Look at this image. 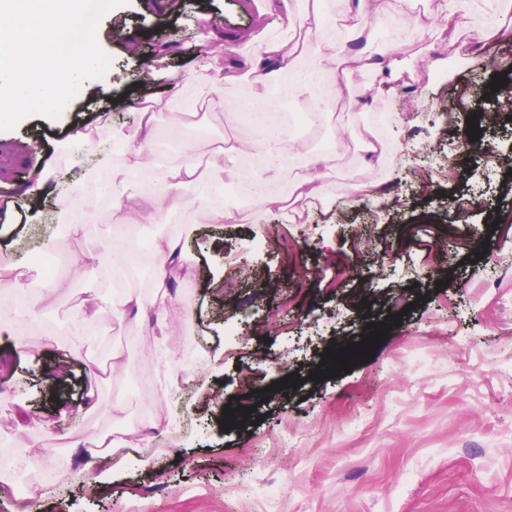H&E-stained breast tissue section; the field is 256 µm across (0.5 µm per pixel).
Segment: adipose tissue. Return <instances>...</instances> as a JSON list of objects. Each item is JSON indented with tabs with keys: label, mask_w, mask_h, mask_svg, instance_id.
Wrapping results in <instances>:
<instances>
[{
	"label": "adipose tissue",
	"mask_w": 512,
	"mask_h": 512,
	"mask_svg": "<svg viewBox=\"0 0 512 512\" xmlns=\"http://www.w3.org/2000/svg\"><path fill=\"white\" fill-rule=\"evenodd\" d=\"M347 15L351 20L350 29L355 37H364L371 22L384 21L390 30L392 44H400L406 34L414 28L421 27L422 22L413 14V0H396L393 13L380 15L376 9V0H345ZM325 0H312L310 8L302 12L292 9L281 11L266 10L267 23L262 32L254 38L258 48L252 53L249 67L245 71L230 74V81L245 84L247 96L237 102L219 98L212 100L216 109L237 107L252 115V124L259 136L251 145L233 142L223 149L225 166L221 171L228 180H237L240 170L232 160L244 150L253 151L259 158V164L250 177L254 187L252 198L255 204L266 213L274 214L290 210L305 214L317 200L326 193V183L321 174L323 168L334 163L338 154L343 153L346 143L337 139L334 152L317 158L312 173L300 176L294 182L288 195H281L273 190L288 166V158L295 146L284 135L271 131L263 119L270 104L272 90L286 98L292 99L301 111L315 121L321 120L330 105L337 99L349 96L350 86L346 71L334 70L336 61V38L326 33L322 15ZM472 15L482 13L496 22L499 34L512 36V12L504 10L502 0H456L453 11L445 17L450 25H457L460 14ZM301 24L308 39L313 40V58L311 63L292 74H285L282 63L295 51L287 33L294 24ZM357 68L377 71L379 82L365 85L360 92L362 107L369 108L380 103L388 85L398 83L403 77V63L399 58H392L388 64H381L372 57L358 53L354 56ZM335 74L334 82H326L328 74ZM158 135L155 124V112L152 107L140 106L136 109V127L133 143L127 144L123 153L124 163L120 169L124 177H131L140 172L143 159ZM208 173L202 169L194 158V147L185 144L182 156L175 161H161L156 165L154 190L151 197L130 196L112 202V222L120 227L129 223L132 215L140 214L146 219H154L163 211L166 202L176 201L180 204L181 217L185 223L195 221V209L192 203L182 201L181 192L186 186L206 181ZM183 260L181 242L176 238H167L158 242L150 259L154 270L155 290L151 296L128 289L117 294L103 295L92 292L84 298L75 310L77 322L74 331L77 345H85L87 339L84 331L102 311H109L118 319L130 316L148 317L155 309L171 308L176 297L170 291L167 280L171 269Z\"/></svg>",
	"instance_id": "obj_1"
}]
</instances>
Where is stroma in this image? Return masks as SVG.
<instances>
[{"label": "stroma", "mask_w": 512, "mask_h": 512, "mask_svg": "<svg viewBox=\"0 0 512 512\" xmlns=\"http://www.w3.org/2000/svg\"><path fill=\"white\" fill-rule=\"evenodd\" d=\"M167 2L158 10L130 0L120 36L102 18L105 75L85 81L59 118L31 116L0 131V265L22 273L43 299L33 320L0 323V452L48 458L57 492L43 512H512V223L496 226L490 216L512 209V124L489 127L480 149L464 136L468 116L486 105L472 75L488 82L505 73L512 92V43L486 48L483 19H468L456 41L476 50L457 57L436 28L410 34L396 52L411 85L376 111L341 100L313 125L297 106L273 100L288 116V139L303 146L277 192L307 172L309 156L344 137L325 176L340 203L335 215L316 206L301 224L252 206L239 223L212 224L207 214L223 207V189L188 187L195 226L172 212L124 229L138 242L182 239V268L169 281L179 303L165 335L106 312L90 325L89 344L74 347L77 304L108 287L112 200L151 187L150 171L124 182L112 174L118 133L136 120L124 101L138 96L143 75L152 76L156 155L177 158L189 138L205 165L225 140L255 136L245 113L209 106L218 95L246 94L224 81L209 32L251 27V17L233 0ZM191 67L204 76L183 83ZM380 112L400 120L384 129V165L367 168L363 138ZM446 112L453 123L443 121ZM429 147L438 160L413 172L402 166V155ZM50 161L69 176L71 193L53 189L26 206L19 190ZM388 167L397 181L387 196L342 206L350 184L385 182ZM92 197L91 222L72 234L66 209ZM440 224L454 225V234L440 237ZM90 249L93 264L82 260ZM229 255L249 276L218 293L212 278ZM363 294L373 310L360 309ZM400 294L412 307L371 361L310 380L331 341L359 340ZM179 373L187 388L158 399ZM287 376L299 378L296 393L272 391ZM258 387L270 390L256 410L260 423L222 429L231 397L247 401ZM148 427L150 450L130 454ZM104 432L116 451L83 459ZM85 466L111 472L110 482L77 486L71 473Z\"/></svg>", "instance_id": "1"}]
</instances>
